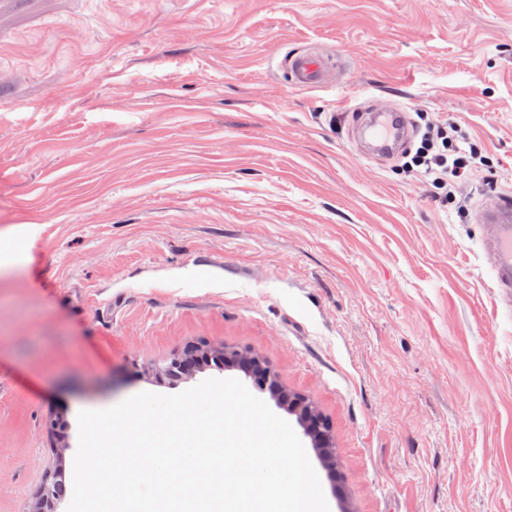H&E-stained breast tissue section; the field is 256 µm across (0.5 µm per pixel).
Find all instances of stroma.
<instances>
[{
    "instance_id": "obj_1",
    "label": "stroma",
    "mask_w": 512,
    "mask_h": 512,
    "mask_svg": "<svg viewBox=\"0 0 512 512\" xmlns=\"http://www.w3.org/2000/svg\"><path fill=\"white\" fill-rule=\"evenodd\" d=\"M293 51L329 80L291 85ZM372 98L475 151L457 198L356 151ZM505 189L512 0H0V512L72 465L79 412L243 379L156 382L200 343L328 420L330 512H512V303L475 222Z\"/></svg>"
}]
</instances>
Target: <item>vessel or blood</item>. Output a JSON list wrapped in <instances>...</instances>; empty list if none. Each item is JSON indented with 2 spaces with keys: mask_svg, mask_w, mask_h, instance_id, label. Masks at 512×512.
<instances>
[{
  "mask_svg": "<svg viewBox=\"0 0 512 512\" xmlns=\"http://www.w3.org/2000/svg\"><path fill=\"white\" fill-rule=\"evenodd\" d=\"M329 67L325 59L311 53H294L288 58L291 83L318 87L326 81ZM352 141L362 155L384 161L404 149L413 134L407 109L376 100L356 106L352 113ZM477 221L486 233L484 246L496 272V285L506 298H512V197L494 194L484 198Z\"/></svg>",
  "mask_w": 512,
  "mask_h": 512,
  "instance_id": "obj_1",
  "label": "vessel or blood"
}]
</instances>
